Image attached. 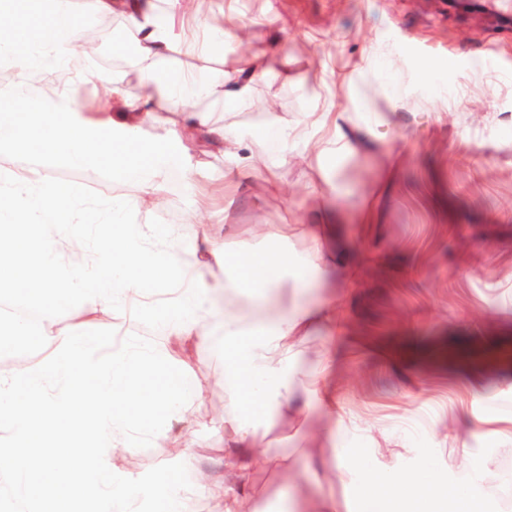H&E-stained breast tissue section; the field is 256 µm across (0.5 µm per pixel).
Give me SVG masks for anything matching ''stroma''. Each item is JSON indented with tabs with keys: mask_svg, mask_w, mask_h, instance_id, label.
Instances as JSON below:
<instances>
[{
	"mask_svg": "<svg viewBox=\"0 0 512 512\" xmlns=\"http://www.w3.org/2000/svg\"><path fill=\"white\" fill-rule=\"evenodd\" d=\"M267 12L278 16L283 34L258 24ZM120 24L99 17L81 29L104 41L100 62L83 66L87 115L96 111L99 77L138 83V62L106 31ZM228 24L248 25L249 37L207 67L229 70L251 47L271 46L288 76L259 82L249 106L228 112L211 104V119L246 131L244 156L274 168L280 192L240 174L231 180L238 186L233 208L225 210L223 153L205 138L178 143L164 124L141 130L143 141L166 152L163 202L154 208L136 205L138 188L106 168L11 151H0V168L74 187L82 201H130L126 223L167 227L197 242L188 264L210 287L224 282V258L209 253L207 239L240 252L264 248L255 224L332 226L337 267L308 290L291 283L280 296L286 304L336 308L335 326H311L293 352L312 370L324 355L334 358L326 384L351 423L342 450L351 469L337 491L349 512H361L370 493L359 461L393 476L414 468L463 481L458 438L483 420L502 436L477 444L474 461H512V361L492 351L512 342V22L444 10L436 0H239ZM371 49L377 64L359 74ZM330 96L349 113L346 146L326 154L318 171L301 151L309 139L303 115ZM272 112L295 125L297 149L284 151ZM247 302L216 294L212 334L202 340L156 332L141 305L112 307L95 357L136 344L182 366L191 386L188 415L166 436L132 447L131 465L117 471L143 501L169 473L182 471L192 483L224 454V309ZM332 424L301 392L279 411L245 474L252 507L284 512L285 495L314 497L310 471L328 477L335 466L326 438ZM189 441L197 466L185 471L176 451Z\"/></svg>",
	"mask_w": 512,
	"mask_h": 512,
	"instance_id": "stroma-1",
	"label": "stroma"
}]
</instances>
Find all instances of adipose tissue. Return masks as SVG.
Masks as SVG:
<instances>
[{"mask_svg":"<svg viewBox=\"0 0 512 512\" xmlns=\"http://www.w3.org/2000/svg\"><path fill=\"white\" fill-rule=\"evenodd\" d=\"M27 20L0 38V63L17 84L44 68L57 74L56 104L49 109H27L18 97L0 94V149L37 152L83 168L96 162L111 164L116 178L137 185L138 205L158 202L164 161L156 146L143 142V124L171 121L178 112L190 113L182 124L187 135H200L240 160L244 138L237 126L213 125L203 106L223 101L246 106L258 81L279 76V62L266 49L249 53L234 73L190 67L177 77L167 76L159 63L173 49L176 15L191 17L204 33L200 54H223L240 39V29L227 28L232 0L202 16L190 0H169L166 15L157 14L146 0H0V24L10 20L16 6ZM117 15L123 26L117 39L129 48L141 66L136 88L116 78L104 79L98 100L99 116L83 118L81 86L74 73L86 60L79 39L80 20ZM76 189L40 183L27 175L0 169V300H22L50 324L76 314L73 331L54 340L56 356L39 368L0 374V427L9 435L0 440V489L7 491L8 512H141L137 494L109 465L114 448L134 447L140 425L156 420L159 411L177 418L186 411L185 396L173 375L159 382L148 375L157 370L159 353L128 349L108 359L87 362L96 345L94 320L109 311L115 300H129L148 291L171 292L169 306L149 308L162 333L203 337L210 324V288L186 286L188 270L181 256L193 251L190 243L166 244L164 235L149 226L124 223L122 208L112 204L95 209L94 223L73 208ZM311 243L305 257L288 251L296 233ZM263 234L270 248L225 256L229 270L225 291L252 290L247 313L224 314V387L229 405L224 410V440L233 450L220 463L218 478H201L192 487L169 479L156 499L158 512H191L194 495L223 501L224 512H240L246 493L236 479L241 457L262 442L256 421L239 411L250 404L272 415L292 400L297 390L311 394L317 405L333 401L322 375L300 367L291 352L292 341L318 321H334L336 310L288 307L271 298L300 267L321 275L328 271L317 224H267ZM96 237L88 257L65 263L60 246L86 243ZM467 467L466 484L446 490L409 470L381 483L368 470V483L382 485L384 497L366 500L364 512H467L471 487L494 485L492 464L470 468V448L459 450Z\"/></svg>","mask_w":512,"mask_h":512,"instance_id":"obj_1","label":"adipose tissue"}]
</instances>
